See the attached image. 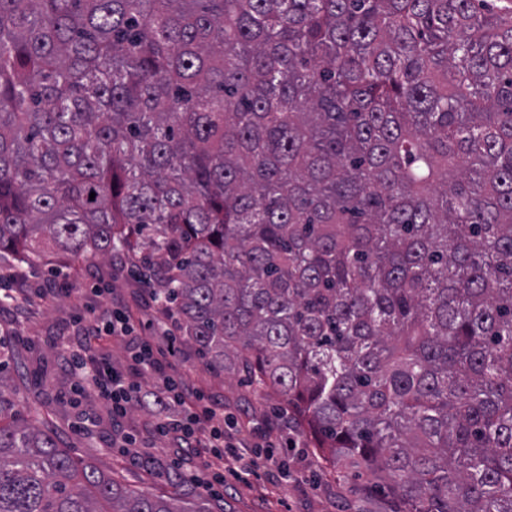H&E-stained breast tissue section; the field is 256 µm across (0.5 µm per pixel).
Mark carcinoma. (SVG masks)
Listing matches in <instances>:
<instances>
[{
    "mask_svg": "<svg viewBox=\"0 0 512 512\" xmlns=\"http://www.w3.org/2000/svg\"><path fill=\"white\" fill-rule=\"evenodd\" d=\"M95 198H90V193ZM139 259L386 512H512V8L0 0V259ZM0 512H212L28 422Z\"/></svg>",
    "mask_w": 512,
    "mask_h": 512,
    "instance_id": "carcinoma-1",
    "label": "carcinoma"
}]
</instances>
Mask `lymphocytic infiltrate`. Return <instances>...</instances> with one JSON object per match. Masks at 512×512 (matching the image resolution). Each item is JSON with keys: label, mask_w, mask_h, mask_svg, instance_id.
I'll use <instances>...</instances> for the list:
<instances>
[{"label": "lymphocytic infiltrate", "mask_w": 512, "mask_h": 512, "mask_svg": "<svg viewBox=\"0 0 512 512\" xmlns=\"http://www.w3.org/2000/svg\"><path fill=\"white\" fill-rule=\"evenodd\" d=\"M102 329L106 335L125 338L132 351V363L128 370L120 371L107 360L92 354L89 345L65 346L62 357L75 377L79 391H97L99 397L110 404L113 415L121 416L143 396L138 376L145 373L159 375L160 384L152 393L157 407L156 434L172 439L177 446L193 449L204 465L212 468L216 484H223L225 472L235 473L245 468V453L225 440L223 428L212 424L221 413V406L207 403L201 393L187 390L182 380L166 375L164 352L133 336L125 317L104 322ZM176 405L187 407L188 415L172 416L170 410Z\"/></svg>", "instance_id": "lymphocytic-infiltrate-1"}]
</instances>
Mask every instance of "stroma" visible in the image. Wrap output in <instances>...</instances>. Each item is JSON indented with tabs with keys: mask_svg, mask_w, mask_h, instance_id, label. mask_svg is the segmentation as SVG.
Returning a JSON list of instances; mask_svg holds the SVG:
<instances>
[{
	"mask_svg": "<svg viewBox=\"0 0 512 512\" xmlns=\"http://www.w3.org/2000/svg\"><path fill=\"white\" fill-rule=\"evenodd\" d=\"M25 288L53 284L54 298L32 299L24 317L0 310V338L9 344V375L21 406L29 412L48 413L69 452L111 474L123 485L168 497L176 488L169 476L175 469H189L205 477L196 459H181L167 439L153 438L155 415L150 407L131 406L120 423H113L105 402L95 393L72 400L73 377L60 359L63 345L84 334L94 315L120 309L134 323L136 332L168 351V374L186 375L193 387L224 405V431L236 445L253 447L264 441L274 445L271 459L258 460L252 473L224 476V490L216 498L224 512H377L382 494L367 487L364 479L336 477L303 456L302 438L287 425L267 428L276 402L272 396L240 382L237 377L213 373L201 365L196 348L183 338H170L158 330L164 313L131 271L127 259L71 261L53 259L38 267L18 263ZM121 432L152 440L149 462H142L137 448L107 449Z\"/></svg>",
	"mask_w": 512,
	"mask_h": 512,
	"instance_id": "stroma-1",
	"label": "stroma"
}]
</instances>
